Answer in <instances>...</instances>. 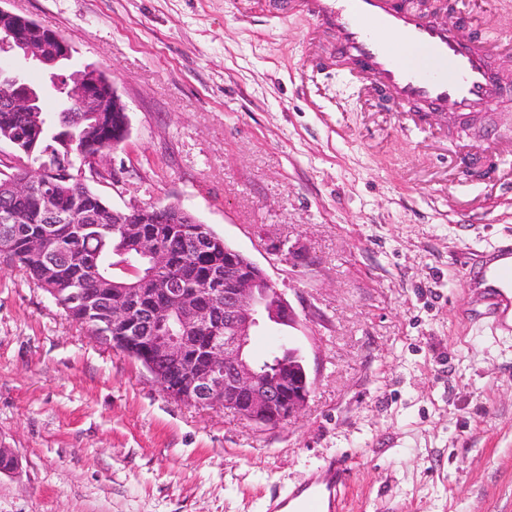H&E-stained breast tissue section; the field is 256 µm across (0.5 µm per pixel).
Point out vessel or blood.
<instances>
[{
	"label": "vessel or blood",
	"mask_w": 512,
	"mask_h": 512,
	"mask_svg": "<svg viewBox=\"0 0 512 512\" xmlns=\"http://www.w3.org/2000/svg\"><path fill=\"white\" fill-rule=\"evenodd\" d=\"M302 6L335 28L334 53L347 64L340 77L357 69L399 104L450 105L467 113L502 95L504 76L492 68L485 42L460 43L400 0H302ZM467 285L485 286L499 306H512V262L482 261ZM350 474L347 458H332L290 493L274 497L269 512H334Z\"/></svg>",
	"instance_id": "obj_1"
}]
</instances>
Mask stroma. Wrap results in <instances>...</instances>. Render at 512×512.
Instances as JSON below:
<instances>
[{
    "instance_id": "stroma-1",
    "label": "stroma",
    "mask_w": 512,
    "mask_h": 512,
    "mask_svg": "<svg viewBox=\"0 0 512 512\" xmlns=\"http://www.w3.org/2000/svg\"><path fill=\"white\" fill-rule=\"evenodd\" d=\"M107 69L125 144L92 184L175 203L256 262L305 356L295 420L257 428L180 402L0 257V512H267L354 459L336 512H512V329L464 265L512 234V97L467 136L319 64L335 32L276 0H9ZM512 81V0L435 14ZM478 155L488 175H470Z\"/></svg>"
}]
</instances>
